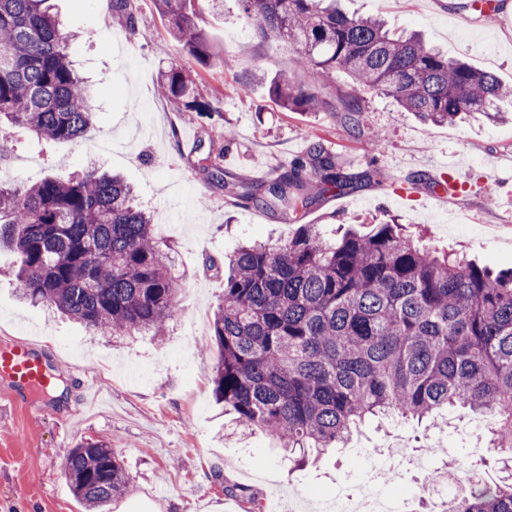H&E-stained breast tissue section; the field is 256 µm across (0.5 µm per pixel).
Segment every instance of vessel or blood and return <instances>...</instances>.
<instances>
[{"label": "vessel or blood", "instance_id": "obj_1", "mask_svg": "<svg viewBox=\"0 0 512 512\" xmlns=\"http://www.w3.org/2000/svg\"><path fill=\"white\" fill-rule=\"evenodd\" d=\"M53 377L52 368L36 345L19 340L0 347V378L10 383L6 393L9 401H22L34 412H45L46 403L34 401L32 394L47 388Z\"/></svg>", "mask_w": 512, "mask_h": 512}]
</instances>
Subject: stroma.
<instances>
[{"label":"stroma","mask_w":512,"mask_h":512,"mask_svg":"<svg viewBox=\"0 0 512 512\" xmlns=\"http://www.w3.org/2000/svg\"><path fill=\"white\" fill-rule=\"evenodd\" d=\"M52 2L77 36L72 55L91 88L94 126L78 144L42 142L2 126L7 148L0 165L19 182L65 177L92 161L121 173L151 213L159 238L172 246L185 288L182 315L162 338L96 336L22 300L7 274L13 258L0 254V343L37 344L65 365L73 362L65 346L78 348L88 360L91 390L105 397L72 425L62 421L80 392L72 377L62 379V395L51 397L49 412L39 418L0 397V512H90L70 490L63 461L77 444L101 438L132 479L104 512H267L273 499L279 512H303L305 500L355 489L377 464L387 495L412 512L418 455L433 469L451 470L463 460L479 463L486 480L504 476L497 455L480 456L485 419L455 411L429 425L367 422L348 447L290 469L269 435L235 427L232 414L215 404L218 353L210 342L225 260L245 242L285 241L301 224L365 231L393 218L430 249H452L497 271L512 268V209L500 201L512 178V122L427 125L366 89L354 132L341 112H290L270 97L269 85L280 75L297 86L308 77L289 45L254 35L238 0H224L223 12L197 20L227 61L213 69L179 52L154 0H134L131 29L112 0ZM471 2L345 0V6L382 16L390 28L421 33L449 58L491 71L512 87V0L502 24L477 19ZM175 66L193 70L195 95L211 111L177 112L162 98V75ZM228 128L235 132L230 141ZM376 132L382 145L374 150L369 143ZM317 140L358 187L323 193L309 181L312 202L297 220H286V207L226 196L223 181L211 176L218 162L225 175L261 187L305 159ZM454 172L467 183L461 197L435 198L437 180ZM430 444L444 447L445 455H420Z\"/></svg>","instance_id":"1"}]
</instances>
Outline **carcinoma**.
Segmentation results:
<instances>
[{
    "instance_id": "1",
    "label": "carcinoma",
    "mask_w": 512,
    "mask_h": 512,
    "mask_svg": "<svg viewBox=\"0 0 512 512\" xmlns=\"http://www.w3.org/2000/svg\"><path fill=\"white\" fill-rule=\"evenodd\" d=\"M154 2L184 54L204 68L224 65L194 21L224 0ZM239 4L255 35L291 45L307 72L305 86L286 75L270 83L284 110L328 107L316 87L338 71L349 78L337 98L353 129L363 87L436 126L474 112L496 118L512 98L492 73L450 61L377 17L349 15L338 0ZM73 41L48 0H0V124L46 142L86 136L93 111ZM193 85L191 74L173 67L161 89L178 107L214 111ZM305 169L323 193L356 188L314 143L307 161L265 185L263 205L285 204L297 218L309 204ZM0 249L15 256L26 299L94 332L163 336L180 318L184 284L171 248L129 186L94 167L66 179L0 180ZM213 342L216 402L238 426L278 440L290 464H305L371 418L421 422L448 408L494 416L491 445L512 462V270L426 249L399 224L340 237L302 224L279 244L242 245L224 277ZM63 475L91 508L131 483L102 440L71 449ZM446 512H512V480L479 485Z\"/></svg>"
}]
</instances>
